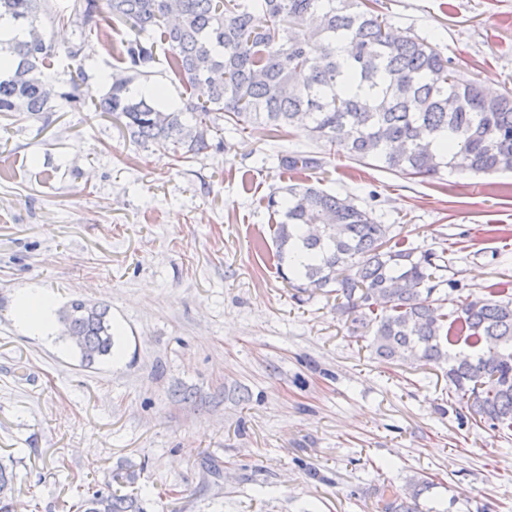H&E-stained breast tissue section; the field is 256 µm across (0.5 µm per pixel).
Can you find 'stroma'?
<instances>
[{
	"label": "stroma",
	"mask_w": 512,
	"mask_h": 512,
	"mask_svg": "<svg viewBox=\"0 0 512 512\" xmlns=\"http://www.w3.org/2000/svg\"><path fill=\"white\" fill-rule=\"evenodd\" d=\"M486 91L512 88V0H379ZM69 78L73 24L43 21ZM86 99L124 66L92 42ZM187 163L111 118H0V465L15 512H71L112 473L145 512H381L378 489L432 487L419 512H512V434L491 429L440 368L381 361L268 254L267 197L312 183L352 195L406 246L441 253L445 312L512 291V173L413 179L362 166L294 128L213 131ZM321 167L291 174L277 152ZM107 305L111 357L20 327L17 293Z\"/></svg>",
	"instance_id": "1"
}]
</instances>
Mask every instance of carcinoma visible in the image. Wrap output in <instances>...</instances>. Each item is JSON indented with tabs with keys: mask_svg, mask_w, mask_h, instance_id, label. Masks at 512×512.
Here are the masks:
<instances>
[{
	"mask_svg": "<svg viewBox=\"0 0 512 512\" xmlns=\"http://www.w3.org/2000/svg\"><path fill=\"white\" fill-rule=\"evenodd\" d=\"M378 0H70L59 13L49 0H0L26 38L0 45V115L54 112L58 99L72 109L109 115L129 140L172 149L188 162L208 149L217 121L235 131L263 128L273 137L298 123L312 137L360 163L373 161L411 178L460 173L512 172V90L486 94L426 39L395 33ZM66 19L86 30L121 24L132 36L110 45L130 75L115 79L98 100L80 93L78 65L85 41L69 47L77 63L55 89L54 48L38 33L41 18ZM190 91L180 109L155 104L160 88L135 91L148 79L155 48ZM301 174L319 165L305 152L277 157ZM266 207L275 223L273 260L288 266V283L301 293L333 292L353 331L372 333L370 349L383 360L446 367L448 382L475 415L512 431V298L491 291L467 299L452 314L433 298L443 279L441 256L392 242L355 198L313 184L274 193ZM464 319L452 334L449 316ZM80 362L92 366L112 355L108 307L75 299L57 312ZM411 499L381 490L382 512H416L414 500L430 488L417 478ZM75 512H143L136 498L97 490Z\"/></svg>",
	"mask_w": 512,
	"mask_h": 512,
	"instance_id": "carcinoma-1",
	"label": "carcinoma"
}]
</instances>
